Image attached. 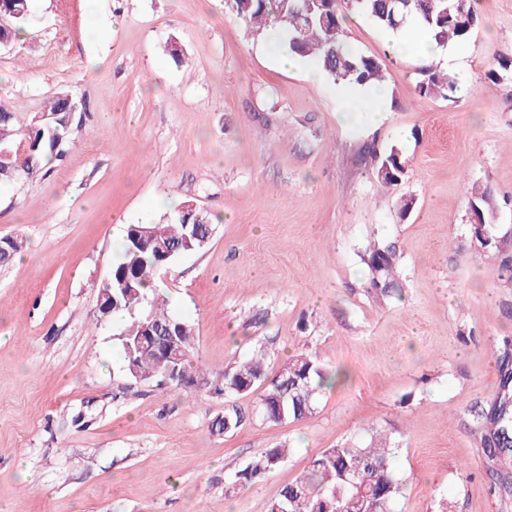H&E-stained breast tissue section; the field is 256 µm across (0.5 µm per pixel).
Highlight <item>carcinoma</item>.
<instances>
[{
	"label": "carcinoma",
	"instance_id": "1",
	"mask_svg": "<svg viewBox=\"0 0 512 512\" xmlns=\"http://www.w3.org/2000/svg\"><path fill=\"white\" fill-rule=\"evenodd\" d=\"M19 15L12 18L9 36L25 30L29 23V4L14 2ZM224 9L243 23L254 35L270 26L284 31L282 48L290 55L313 59L325 76L335 83L352 86H379L384 82L382 60L357 55L345 45L344 19L359 14L372 20L382 31L394 34L410 21L426 27L438 44L463 45L477 24L472 0H224ZM419 94L444 100L453 98L455 78L433 62L419 68ZM73 100L67 94L55 97L42 115L28 124L19 122L14 112L0 109V147L16 149L27 142L33 150V163L23 166L18 159H0V184L21 177L31 178L42 170L46 158L62 159L70 145L69 134L75 119L69 116ZM406 173L401 149L391 147L377 158L375 175L379 183L393 185ZM472 208L480 223L471 232L481 247L494 244L487 221L496 212L492 191L475 184L471 188ZM213 217L201 207L190 209L184 202L156 221L126 227L122 254L109 276L112 311L124 310L130 322L120 333L121 371L130 379L155 384L158 388L177 386L171 377L159 345L144 341L135 322L149 320L154 329L182 325L178 347L182 350L179 373L192 382H203L205 391L220 393L233 400L243 399L258 387L264 394L256 415L275 424L297 422L313 414L322 391L332 386L337 374L329 372L317 355L299 352L290 357L274 376L265 369L263 355L256 354L237 362L214 378L193 364L195 328L193 324L168 312L163 298L147 287L155 275L178 257L206 247L200 239L189 237L188 224L212 227ZM160 239L178 246L175 255L163 259L154 250ZM371 288L378 294L403 299L399 285L400 253L396 246L375 242L363 258ZM127 279L132 290L116 288ZM498 386L484 405L470 408L480 445L488 459L506 464L512 460V339L505 338L498 348ZM247 420L243 408L233 403L224 409V433L239 429ZM399 442L372 428L364 443H343L328 448L311 463L309 471L284 486L272 502L269 512H392V503L400 491L392 462ZM287 445L266 449L237 470L228 482L226 493L252 484L276 470L287 458Z\"/></svg>",
	"mask_w": 512,
	"mask_h": 512
}]
</instances>
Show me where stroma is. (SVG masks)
<instances>
[{
    "label": "stroma",
    "instance_id": "1",
    "mask_svg": "<svg viewBox=\"0 0 512 512\" xmlns=\"http://www.w3.org/2000/svg\"><path fill=\"white\" fill-rule=\"evenodd\" d=\"M464 50L474 91L420 96L421 59L394 54L360 15L353 53L382 58L388 118L345 121L335 85L286 70L224 0H30L24 38L0 47V104L20 122L59 93L87 104L64 161L0 185V508L9 512H269L325 449L377 423L400 443L394 512H512V464L484 454L468 409L489 401L512 338V0H475ZM178 45L184 63L169 49ZM399 146L383 186L374 157ZM501 204L495 247L472 237L473 182ZM415 207L400 217L396 203ZM191 201L219 217L209 245L162 269L171 314L221 374L263 353L309 351L342 372L312 416L219 435L223 395L127 378L122 323L98 313L116 224ZM397 245L403 301L370 288L371 241ZM288 443V459L225 496L235 471ZM406 162L401 149L391 147L389 151L377 158L375 175L379 183L393 185L401 180L406 173ZM385 168L382 174L381 170Z\"/></svg>",
    "mask_w": 512,
    "mask_h": 512
}]
</instances>
